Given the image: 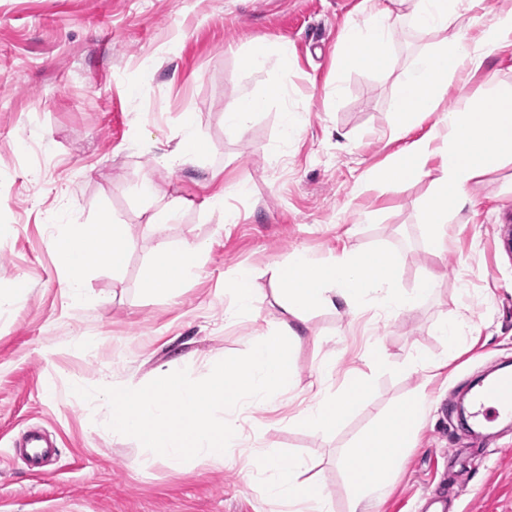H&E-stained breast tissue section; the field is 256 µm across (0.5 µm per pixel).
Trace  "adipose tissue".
I'll return each instance as SVG.
<instances>
[{"mask_svg":"<svg viewBox=\"0 0 512 512\" xmlns=\"http://www.w3.org/2000/svg\"><path fill=\"white\" fill-rule=\"evenodd\" d=\"M406 7L409 23L420 29L453 30L445 50L424 52L414 58L392 97L398 117L397 132L434 116L432 135L407 143L386 165L360 183V191L404 180L432 176V192L424 204L425 222L434 252L448 246V219L471 206L469 189L482 176L512 163V85L500 84L480 100L443 112L439 105L450 82L485 68L492 49L512 47V8L496 11L478 38H470L465 21L486 8L485 0H383L365 25L350 26L345 34L351 50L340 60L345 69L385 70L391 58L389 21L395 8ZM203 242L178 249L160 245L148 282L166 293L179 281L194 276L206 251ZM59 264L69 273L67 294L73 302H87L83 272L88 263L120 272L126 261L124 227L111 217L93 224H70L56 240ZM397 259L388 252L358 253L348 249L329 262L298 251L272 268L271 280L281 287L282 311L271 333L258 337L249 353L218 368L203 382L172 371H160L143 384L113 383L101 393L112 410L109 426L114 435L136 438L145 453L143 467L156 458L180 466L191 457L223 461L229 448L241 447L240 418L265 404L293 384L291 343L305 329L308 314L321 307L344 304L356 313L376 307L393 317L435 288L437 274L423 277L416 288L398 287ZM224 406V420L214 423L209 409ZM424 405L422 389L395 405L374 430L361 437L343 456L348 464L351 512H369L375 496L390 485L410 448ZM369 400L365 378L355 377L335 399H317L297 419L312 433L342 425ZM307 460L285 458L273 447L253 452L244 466L248 479H261L269 499L298 506L299 512H330L324 488L304 480Z\"/></svg>","mask_w":512,"mask_h":512,"instance_id":"adipose-tissue-1","label":"adipose tissue"}]
</instances>
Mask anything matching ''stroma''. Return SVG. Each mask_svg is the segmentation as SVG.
Listing matches in <instances>:
<instances>
[{
	"label": "stroma",
	"instance_id": "1",
	"mask_svg": "<svg viewBox=\"0 0 512 512\" xmlns=\"http://www.w3.org/2000/svg\"><path fill=\"white\" fill-rule=\"evenodd\" d=\"M367 19L365 0H0V289L26 285L0 311V512H281L261 482L246 481L238 448L220 465L160 459L142 468L143 449L112 435L97 392L146 382L172 360L183 376L206 380L269 331L281 302L270 265L297 250L326 261L344 248L392 251L402 288L431 270L440 279L431 296L387 320L311 311L294 347L293 388L249 415L258 445L307 459L306 476L326 488L332 512H349L337 458L377 410L413 395L422 377L409 354L444 360L448 374L427 389L417 444L376 512H422L437 489L445 512H512V423L472 431L457 414L475 379L512 365V254L503 243L512 164L472 186V209L453 218L439 255L423 222L430 178L357 194L364 176L431 132L428 118L394 136L391 98L412 58L445 39L395 18L387 70L337 71L346 26ZM257 50L264 64L248 69ZM282 80L285 96L266 99L244 131L225 127V112ZM497 84H512V47L452 84L443 106ZM288 118L298 131L286 140ZM188 126L201 143L193 162L156 165ZM146 178L191 207L147 227ZM218 186L237 223H221L207 206ZM102 214L124 225L127 263L117 275L89 266L91 303L77 306L55 240L65 225ZM194 241L209 245L196 276L174 295L148 292L158 246ZM239 266L254 273L261 320L224 318L233 303L225 277ZM455 315L462 326L451 345L439 327ZM378 344L391 355L380 371L368 364ZM330 359L333 375L319 379ZM353 368L369 379L366 410L325 433L293 423L313 402L314 383L341 395ZM31 427L58 446L54 473L38 480L15 452Z\"/></svg>",
	"mask_w": 512,
	"mask_h": 512
}]
</instances>
